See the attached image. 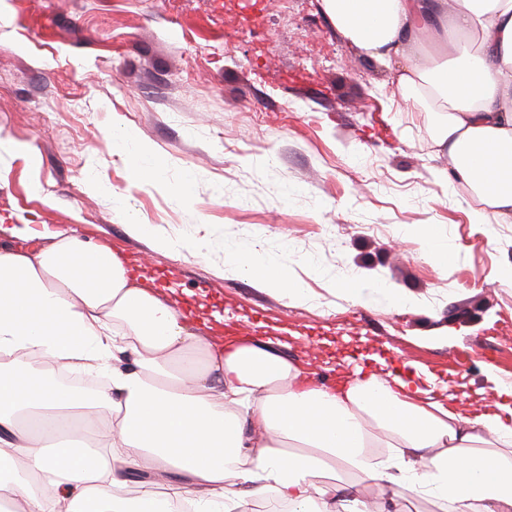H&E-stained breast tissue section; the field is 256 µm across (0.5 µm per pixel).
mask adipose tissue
Returning a JSON list of instances; mask_svg holds the SVG:
<instances>
[{
  "label": "adipose tissue",
  "mask_w": 512,
  "mask_h": 512,
  "mask_svg": "<svg viewBox=\"0 0 512 512\" xmlns=\"http://www.w3.org/2000/svg\"><path fill=\"white\" fill-rule=\"evenodd\" d=\"M349 45L424 91L447 173L512 222V0H322ZM227 263L301 300L287 268L249 248ZM383 370L345 388L267 343L189 332L181 307L133 276L109 242L55 233L0 246V502L15 512H235L274 494L292 512H377L360 485L406 512H512V386L478 415ZM354 482L329 493L337 468ZM175 469L165 492L123 497L129 471Z\"/></svg>",
  "instance_id": "obj_1"
}]
</instances>
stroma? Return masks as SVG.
<instances>
[{"mask_svg": "<svg viewBox=\"0 0 512 512\" xmlns=\"http://www.w3.org/2000/svg\"><path fill=\"white\" fill-rule=\"evenodd\" d=\"M0 224L103 239L143 270L173 272L193 304L293 334L282 354L318 378L378 356L480 405L512 385V223L475 224L418 95L343 42L320 0H0ZM149 144L137 184L112 136ZM153 236L129 234L127 214ZM427 225L448 259L422 250ZM183 243L157 248L154 236ZM198 243L202 252L186 246ZM289 268L296 301L224 261L229 246ZM355 277L411 305L353 303ZM206 281L223 295L200 292Z\"/></svg>", "mask_w": 512, "mask_h": 512, "instance_id": "stroma-1", "label": "stroma"}]
</instances>
